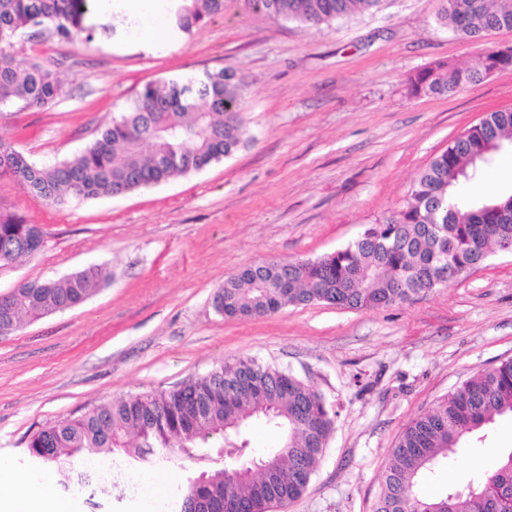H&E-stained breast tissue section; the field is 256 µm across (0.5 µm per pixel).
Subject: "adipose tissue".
Listing matches in <instances>:
<instances>
[{
	"label": "adipose tissue",
	"mask_w": 512,
	"mask_h": 512,
	"mask_svg": "<svg viewBox=\"0 0 512 512\" xmlns=\"http://www.w3.org/2000/svg\"><path fill=\"white\" fill-rule=\"evenodd\" d=\"M7 484L14 485L16 491H0V512H74L72 504L55 494L44 475L19 471L11 460L0 457V488Z\"/></svg>",
	"instance_id": "ef3b65f1"
}]
</instances>
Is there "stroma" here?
Segmentation results:
<instances>
[{
    "label": "stroma",
    "mask_w": 512,
    "mask_h": 512,
    "mask_svg": "<svg viewBox=\"0 0 512 512\" xmlns=\"http://www.w3.org/2000/svg\"><path fill=\"white\" fill-rule=\"evenodd\" d=\"M437 0H385L374 14L310 27L246 14L225 0L192 34L148 44L119 31L90 43L37 37L32 59L62 80L47 110L0 114V140L40 164L92 142L150 82L229 68L247 86L250 141L168 183L46 205L8 176L0 208L40 225L44 246L0 274V293L94 266L104 279L82 304L0 336V454L31 470L43 427L119 396L168 389L251 357L293 371L338 410L304 494L287 512H373L391 448L406 425L478 370L512 358V254L417 300L375 310L322 302L227 317L224 281L266 260L316 258L402 207L416 176L485 114L512 107V70L449 96H412L409 75L458 65L512 31L471 41L436 21ZM512 420L489 445L451 457L424 494L493 466ZM212 460L153 462L161 497ZM78 512H144L123 486L75 495Z\"/></svg>",
    "instance_id": "stroma-1"
}]
</instances>
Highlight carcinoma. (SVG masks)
Returning a JSON list of instances; mask_svg holds the SVG:
<instances>
[{
	"label": "carcinoma",
	"mask_w": 512,
	"mask_h": 512,
	"mask_svg": "<svg viewBox=\"0 0 512 512\" xmlns=\"http://www.w3.org/2000/svg\"><path fill=\"white\" fill-rule=\"evenodd\" d=\"M246 13L320 25L372 14L384 0H240ZM438 19L471 39L512 28V0H439ZM175 32L191 34L205 19L224 14V0H172ZM84 0H0V109L45 110L60 91L57 73L25 54L24 36L48 33L59 42L94 38ZM512 68V55L487 54L476 67L445 63L408 77L411 94L449 95L495 71ZM246 85L228 69L187 79L152 82L95 140L69 159L40 165L0 140V175L14 178L50 205L120 196L199 171L248 141L242 115ZM512 146V109L489 113L455 137L416 178L405 205L367 228L354 243L315 259L250 265L224 281L215 298L227 317L275 313L288 305L336 302L375 310L403 304L470 273L474 264L505 249L512 193L452 202L448 189L489 175L496 155ZM37 224L0 209V273L37 254ZM100 272L82 270L32 281L0 295V326L83 303ZM337 411L296 376L253 358L226 361L172 389L118 397L74 419L35 432L31 459L61 464L80 454L112 455L129 467L149 460L195 459L210 438L227 449L222 467L187 479L175 497L204 500L224 487L226 512L239 501L253 512L285 510L306 490L335 429ZM498 417L512 418V359L480 370L399 436L385 467L375 512H512V450L493 470L433 497L419 487L465 443L488 437ZM263 424L277 446L249 464L250 431Z\"/></svg>",
	"instance_id": "obj_1"
}]
</instances>
